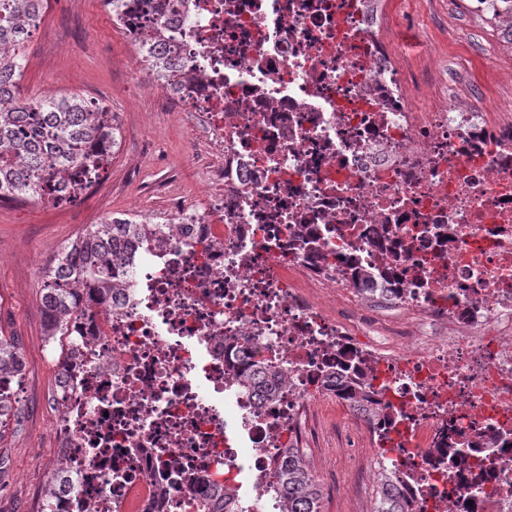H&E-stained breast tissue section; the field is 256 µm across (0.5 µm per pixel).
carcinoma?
<instances>
[{"instance_id": "obj_1", "label": "carcinoma", "mask_w": 512, "mask_h": 512, "mask_svg": "<svg viewBox=\"0 0 512 512\" xmlns=\"http://www.w3.org/2000/svg\"><path fill=\"white\" fill-rule=\"evenodd\" d=\"M149 5L159 16L164 5L153 0H104L115 16L125 17ZM47 0H0V201L42 199L48 181L61 190L74 187L73 172L93 163L100 147L115 151L120 130L112 113L78 94L29 99L22 96L26 44L40 24ZM150 75L184 84L185 76L171 74L168 66L150 56L145 59ZM154 224H130L113 217L66 244L45 272L43 285L44 325L51 343L69 335L68 324L79 300L95 296L104 303L121 284L112 281L111 260L128 238L145 242L158 238ZM237 386L252 390L268 378H282L283 365L255 360L245 354ZM23 362L15 339L0 336V374H20ZM347 399L364 410L372 402L371 386L356 375L337 379ZM68 464L60 458L46 498L54 497L66 483ZM281 512H320L319 491L297 448L283 449L276 474ZM397 474L385 473L376 512H405L396 486ZM197 512H243L240 502L225 491L214 500L199 502Z\"/></svg>"}]
</instances>
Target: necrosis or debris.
I'll return each instance as SVG.
<instances>
[{
    "label": "necrosis or debris",
    "mask_w": 512,
    "mask_h": 512,
    "mask_svg": "<svg viewBox=\"0 0 512 512\" xmlns=\"http://www.w3.org/2000/svg\"><path fill=\"white\" fill-rule=\"evenodd\" d=\"M118 27L195 75L147 88L220 193L171 198L150 221L174 235L130 241L123 288L73 315L52 512H196L248 476L247 512H280L283 448L355 368L407 512H512V83L488 110L466 70L417 69L383 0H169ZM249 349L286 383L237 389Z\"/></svg>",
    "instance_id": "obj_1"
}]
</instances>
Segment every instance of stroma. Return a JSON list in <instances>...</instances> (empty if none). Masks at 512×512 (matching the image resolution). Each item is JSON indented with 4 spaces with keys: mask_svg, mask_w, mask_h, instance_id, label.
<instances>
[{
    "mask_svg": "<svg viewBox=\"0 0 512 512\" xmlns=\"http://www.w3.org/2000/svg\"><path fill=\"white\" fill-rule=\"evenodd\" d=\"M384 7L396 32L425 44V65L444 69L464 59L474 78L489 73L497 82H512V52L498 49L490 63L472 58L470 33L448 0H385ZM131 65L130 43L101 0H54L28 44L24 96L77 92L106 103L120 140L106 177L82 192L76 207L0 202V336L16 339L23 360L12 397L16 410L0 434V512H33L61 457L52 440L57 413L49 394L56 366L44 332L46 267L91 225L163 211L171 192L199 199L214 193L204 177L205 144L181 113L147 92ZM351 427L349 410L325 409L314 447L300 451L320 492L321 512H374L377 506L379 461Z\"/></svg>",
    "mask_w": 512,
    "mask_h": 512,
    "instance_id": "obj_1",
    "label": "stroma"
}]
</instances>
